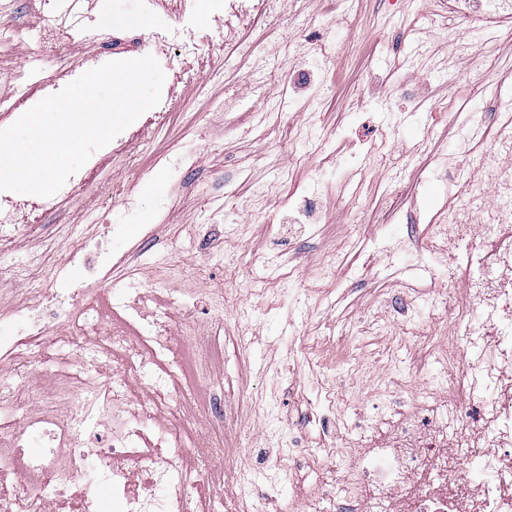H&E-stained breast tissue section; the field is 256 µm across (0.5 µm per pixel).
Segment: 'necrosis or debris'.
Listing matches in <instances>:
<instances>
[{
	"label": "necrosis or debris",
	"instance_id": "1",
	"mask_svg": "<svg viewBox=\"0 0 512 512\" xmlns=\"http://www.w3.org/2000/svg\"><path fill=\"white\" fill-rule=\"evenodd\" d=\"M165 40L171 68L197 50L187 26L172 32L159 25L111 46L119 54ZM484 197L483 178L468 177L448 215L456 234L445 252L472 248L469 302L458 307L451 333L448 397L440 407L387 420L376 457L359 453L357 439L344 440L348 466L334 483L336 512H512V177L492 202ZM472 227L477 236L469 235ZM88 273L69 307H55L53 291L44 289L43 318H30L24 335L0 336V362L35 360L54 339L80 348L94 336L100 352H111L97 323V270ZM113 317L133 339L118 373H87L84 354L67 355L42 410L23 417L16 393L0 385V512H101L106 501L112 512H213L186 464L189 432L171 416L178 382L169 357L176 319L192 346L196 381L209 385V365L224 348L222 320L200 329L181 299L141 296L120 302ZM148 374L154 381L146 396L131 399L130 377ZM87 434L105 436V446H83ZM460 459L480 477L478 487L451 479ZM225 479L235 489L227 512H267L277 501L276 488L256 493L245 468H232Z\"/></svg>",
	"mask_w": 512,
	"mask_h": 512
}]
</instances>
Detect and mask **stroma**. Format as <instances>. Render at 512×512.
<instances>
[{"mask_svg": "<svg viewBox=\"0 0 512 512\" xmlns=\"http://www.w3.org/2000/svg\"><path fill=\"white\" fill-rule=\"evenodd\" d=\"M198 50L183 57L196 82L167 71L177 99L163 125L132 126L129 150L104 153L80 195L47 209L41 229L0 242V292L30 311L41 288L71 303L85 271L76 244L125 257L139 268L126 287L105 268L108 297L187 295L199 326L224 320V412L228 455L246 434L273 438L252 455L257 489L267 461L297 449L278 487L282 508L304 500L332 512L323 492L345 469L331 449L345 430L368 445L372 423L398 409L431 405L428 383L447 365L440 347L463 299V275L433 240L467 165L454 140L467 113L485 116L488 136L512 99V27L449 36L443 0H279L277 15L239 32L253 53L224 49V0H191ZM428 43L414 73L399 70L403 24L420 10ZM40 0L0 11V98L39 84L67 85L77 60L51 30L61 16ZM78 36L102 29L124 36L123 19H153L141 0H80ZM313 190L318 207L300 224L289 198ZM121 233H113V225ZM331 279L317 277L324 262ZM414 304L427 323L405 317ZM65 344L42 349L28 368L24 410L39 405ZM403 386L386 395L390 369ZM343 398L335 423L321 418L325 388Z\"/></svg>", "mask_w": 512, "mask_h": 512, "instance_id": "obj_1", "label": "stroma"}]
</instances>
